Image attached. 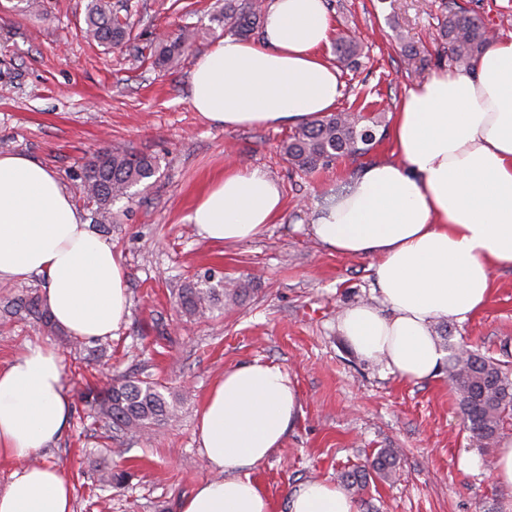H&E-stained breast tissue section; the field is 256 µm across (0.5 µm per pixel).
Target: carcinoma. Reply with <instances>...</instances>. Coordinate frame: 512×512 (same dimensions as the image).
I'll use <instances>...</instances> for the list:
<instances>
[{
    "label": "carcinoma",
    "mask_w": 512,
    "mask_h": 512,
    "mask_svg": "<svg viewBox=\"0 0 512 512\" xmlns=\"http://www.w3.org/2000/svg\"><path fill=\"white\" fill-rule=\"evenodd\" d=\"M264 18L263 0H224V29L247 38L260 27ZM439 37L448 43L449 60L456 66L468 67L493 41L482 18L464 8H448L439 21ZM84 36L101 45L118 48L131 34L126 16L112 10L111 0H90L87 5ZM196 35L183 30L175 37L160 38L150 45L153 64L173 68L181 62ZM360 46L348 35L336 39V57L347 69L358 67ZM378 121L351 111L334 112L296 129L284 145L288 162L308 173L344 158L365 155L376 144ZM157 160L125 146H110L93 156L83 167L80 189L85 203L91 207L94 222L112 223V206L131 195V188L153 177ZM229 281L216 278L210 271L203 277L181 284L176 302L184 317L193 320L218 309L224 303L234 304L246 296L242 285L228 287ZM25 311L39 320L49 331L54 323L37 296L22 302ZM448 380L454 386L457 405L469 422L473 440L481 445L493 443L504 424L512 418V373L508 364L468 350L461 344L451 347ZM85 402L96 417L105 420L114 432L142 431L164 424L178 412L180 398L165 395L154 383L122 376L111 383L89 390ZM399 456L393 448L381 449L369 465L341 474L348 488L364 489L370 473L386 479L396 471ZM127 473L112 470L104 464L100 469V485L121 488Z\"/></svg>",
    "instance_id": "1"
}]
</instances>
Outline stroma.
<instances>
[{"mask_svg": "<svg viewBox=\"0 0 512 512\" xmlns=\"http://www.w3.org/2000/svg\"><path fill=\"white\" fill-rule=\"evenodd\" d=\"M88 2L45 0L44 15L32 16L18 0H0V153L49 167L87 220L79 174L94 154L122 144L159 162L157 176L116 203L100 231L128 274L130 315L116 336L88 342L48 331L19 307L42 294V281L0 282V365L34 344L62 360L74 408L38 458L69 478L74 512H178L179 501L212 475L196 428L211 384L255 359L281 365L301 403L281 448L253 473L274 512H287L299 484L335 481L383 448L398 449L400 464L390 480H370L356 498L360 512H512V492L489 468L496 448L471 440L447 369L409 382L361 359L340 336L338 315L374 301V258L329 252L310 233L317 211L362 168L397 160L390 130L408 90L450 70L447 45L433 38L441 0H325L334 32L356 36L362 48L360 68L339 72L337 107H365L380 124L368 154L307 175L283 152L292 126L227 129L190 106L193 64L224 34L217 20L224 0H112L130 6L134 21V38L120 49L83 37ZM185 27L199 38L183 62L155 67L150 42ZM244 165L278 183L280 216L250 241L199 239L187 220L196 200L225 170ZM208 269L249 280L252 291L232 311L186 321L173 293ZM436 326L480 354L512 355V268L492 270L490 296L472 318ZM121 375L183 396L180 418L143 436L108 439L82 395ZM465 453L479 455L482 467L460 468ZM107 458L128 472L124 488L100 490L97 470Z\"/></svg>", "mask_w": 512, "mask_h": 512, "instance_id": "35a3bbf8", "label": "stroma"}]
</instances>
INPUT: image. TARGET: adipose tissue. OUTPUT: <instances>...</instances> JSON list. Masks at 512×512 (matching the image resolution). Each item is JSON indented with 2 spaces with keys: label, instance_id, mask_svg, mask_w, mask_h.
I'll return each instance as SVG.
<instances>
[{
  "label": "adipose tissue",
  "instance_id": "1",
  "mask_svg": "<svg viewBox=\"0 0 512 512\" xmlns=\"http://www.w3.org/2000/svg\"><path fill=\"white\" fill-rule=\"evenodd\" d=\"M332 30L325 0H270L257 40L219 38L190 75L189 103L227 128L306 123L342 95L322 47ZM399 161L365 166L311 226L324 247L376 258L379 305L358 304L337 329L362 359L406 381L435 376L446 358L432 325L467 321L486 302L491 271L512 266V38L494 41L473 67L432 75L403 98L392 123ZM283 208L261 168H232L188 217L214 244L255 238ZM42 277L43 304L69 335H116L129 316L127 274L111 244L84 221L60 179L19 154L0 155V281ZM73 399L63 365L34 345L0 367V459L19 461L0 489V512H73L59 468L24 460L56 441ZM301 412L280 365L260 359L225 370L197 423L216 476L178 512H273L253 471L281 447ZM289 512H359L335 484L309 481Z\"/></svg>",
  "mask_w": 512,
  "mask_h": 512
}]
</instances>
